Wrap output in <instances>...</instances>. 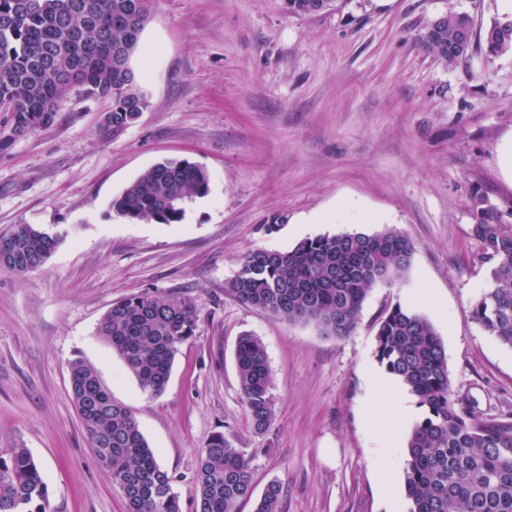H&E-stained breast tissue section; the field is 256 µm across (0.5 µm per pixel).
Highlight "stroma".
<instances>
[{
    "label": "stroma",
    "instance_id": "1",
    "mask_svg": "<svg viewBox=\"0 0 512 512\" xmlns=\"http://www.w3.org/2000/svg\"><path fill=\"white\" fill-rule=\"evenodd\" d=\"M473 40L446 64L420 38L447 11ZM501 0H337L310 16L283 0H151L130 65L148 106L110 140L107 100L73 90L54 124L0 153V236L31 224L59 244L23 275L0 269V453L28 448L51 512H125L70 399L68 364L83 356L134 415L193 512L199 454L221 431L250 460L254 492L285 491L282 512H389L380 468L404 464L405 441L364 426L377 322L394 304L442 339L454 398L475 416L512 414V347L474 319L489 288L474 257L471 199L512 205L502 155L512 146V52L483 34ZM188 159L207 195L176 224L130 221L111 207L146 169ZM397 229L415 244L408 272L368 293L354 331L336 338L233 297L251 250L321 235ZM177 293L200 307L166 391L144 392L97 335L113 301ZM258 336L275 420L255 434L234 349Z\"/></svg>",
    "mask_w": 512,
    "mask_h": 512
}]
</instances>
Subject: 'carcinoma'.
Returning a JSON list of instances; mask_svg holds the SVG:
<instances>
[{
  "label": "carcinoma",
  "mask_w": 512,
  "mask_h": 512,
  "mask_svg": "<svg viewBox=\"0 0 512 512\" xmlns=\"http://www.w3.org/2000/svg\"><path fill=\"white\" fill-rule=\"evenodd\" d=\"M334 0H284L290 14L311 15ZM147 0H0V104L11 107L10 133H0V152L56 119L69 91L111 101L104 138L130 127L147 107L130 59L143 30ZM473 36L469 16L450 11L422 37L425 50L448 63L467 56ZM487 51L512 50V18L484 32ZM209 175L186 159L164 160L146 169L112 200V209L132 221L174 224L186 206L208 193ZM475 256L491 287L473 307L477 322L512 346V210L480 195L472 199ZM0 268L24 274L44 264L58 237L31 224H15ZM414 242L397 229L342 232L305 239L283 250L249 252L228 285L241 303L290 322L312 323L325 334L345 337L362 304L379 282L408 271ZM199 308L190 298L132 294L110 306L97 334L112 347L140 388L166 390L179 348L195 336ZM376 353L427 408L407 441L404 486L410 512H512V418L475 417L451 398L448 358L432 323L396 304L380 319ZM235 363L247 416L258 435L269 431L275 412L262 341L244 334ZM71 399L102 470L121 493L126 512H182L175 477L158 463L131 411L112 399L95 367L84 357L69 362ZM194 512H241L254 494L250 460L217 431L201 450L195 473ZM284 488L267 483L254 512H282ZM49 491L28 449L0 454V512H48Z\"/></svg>",
  "instance_id": "1"
}]
</instances>
